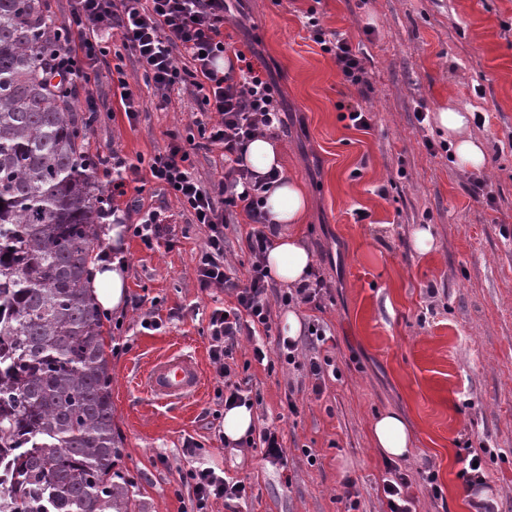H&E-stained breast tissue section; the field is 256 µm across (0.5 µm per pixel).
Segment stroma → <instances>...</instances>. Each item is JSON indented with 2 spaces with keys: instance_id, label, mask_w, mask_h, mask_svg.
<instances>
[{
  "instance_id": "35a3bbf8",
  "label": "stroma",
  "mask_w": 512,
  "mask_h": 512,
  "mask_svg": "<svg viewBox=\"0 0 512 512\" xmlns=\"http://www.w3.org/2000/svg\"><path fill=\"white\" fill-rule=\"evenodd\" d=\"M244 12L224 31L236 43L258 42L274 70L287 109L283 167L310 194L296 230L325 282L320 309L294 310L302 323L319 321L328 340L299 336L292 364L274 354L257 361L241 340L231 378H251L254 426L280 430L287 464L224 446L202 419L218 410L221 382L208 322L235 299L200 290L205 227L173 193L146 183L137 209L123 214L128 294L144 304L104 323L115 469L132 512H182L192 490L178 473L199 464L250 487L237 508L217 501L213 512H346L347 480L358 493L355 512H383L385 459L372 446L371 423L386 410L400 412L414 433L397 465L412 480L416 512H473L463 475L470 453L483 460L495 512H512V0H246ZM311 14L361 53L364 87L346 83L312 41ZM124 70L140 112L127 119L111 74L99 67L88 142L134 164L163 150L170 133L185 132L198 105L190 91L162 103L133 63ZM349 103L371 112L370 129L344 119ZM445 104L477 115L471 128L487 148L480 174L458 168L440 150L432 120L416 118ZM475 176L485 184L480 198L471 191ZM152 210L169 214L173 247L150 250L134 237L132 225ZM426 225L436 247L421 254L412 233ZM151 310L160 329L141 325ZM174 346L199 358L205 385L193 401L163 407L137 377ZM324 356L339 374L319 383L307 364ZM189 437L202 444L200 456L186 454ZM425 470L435 473L439 494L420 479Z\"/></svg>"
}]
</instances>
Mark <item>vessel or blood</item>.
<instances>
[{"label": "vessel or blood", "instance_id": "1", "mask_svg": "<svg viewBox=\"0 0 512 512\" xmlns=\"http://www.w3.org/2000/svg\"><path fill=\"white\" fill-rule=\"evenodd\" d=\"M142 385L155 401L177 405L198 394L203 386V375L195 358L176 349L151 362Z\"/></svg>", "mask_w": 512, "mask_h": 512}]
</instances>
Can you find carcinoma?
<instances>
[{"label": "carcinoma", "mask_w": 512, "mask_h": 512, "mask_svg": "<svg viewBox=\"0 0 512 512\" xmlns=\"http://www.w3.org/2000/svg\"><path fill=\"white\" fill-rule=\"evenodd\" d=\"M42 0H0V512H129L112 471V376L85 274L101 209L77 85Z\"/></svg>", "instance_id": "1"}]
</instances>
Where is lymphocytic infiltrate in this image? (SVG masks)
I'll list each match as a JSON object with an SVG mask.
<instances>
[{"instance_id": "lymphocytic-infiltrate-1", "label": "lymphocytic infiltrate", "mask_w": 512, "mask_h": 512, "mask_svg": "<svg viewBox=\"0 0 512 512\" xmlns=\"http://www.w3.org/2000/svg\"><path fill=\"white\" fill-rule=\"evenodd\" d=\"M224 10V0H72L66 26L71 38L54 56L52 71L68 82H90L107 55L105 39L114 34L162 101L190 87L196 91L199 114L192 131L171 134L148 170L157 185L181 201L193 223L207 230L196 270L199 288L220 286L236 300L233 307L214 308L208 323L210 356L225 379L218 396L230 407L252 401L248 383L229 380L227 360L239 339L253 340L257 361L267 357L265 344L257 340L259 332L272 329L267 295L276 294L286 306L296 302L316 308L324 281L315 271L310 281L281 291L264 263L271 239L263 192L271 179L244 167L243 149L260 131L281 129V103L274 81L244 50H235V63L225 64ZM312 39L333 56L344 81L365 84L363 60L346 37L316 25ZM212 145L224 149V173L205 185L194 174L193 157ZM241 215L253 225L245 238L252 262L243 279L224 262V230ZM386 472L380 488L385 512H413L408 474L392 463ZM178 478L192 489L183 512H208L211 501L219 499L237 504L249 493L244 481L226 479L211 467L194 466Z\"/></svg>"}]
</instances>
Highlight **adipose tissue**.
<instances>
[{
  "instance_id": "ef3b65f1",
  "label": "adipose tissue",
  "mask_w": 512,
  "mask_h": 512,
  "mask_svg": "<svg viewBox=\"0 0 512 512\" xmlns=\"http://www.w3.org/2000/svg\"><path fill=\"white\" fill-rule=\"evenodd\" d=\"M434 121L441 134L447 137L456 163L463 169H479L485 163L482 142L468 132L469 113L445 106L439 108ZM245 164L256 174L264 175L282 167L279 145L264 135H256L247 145ZM309 208L305 188L292 178L281 174L264 193V209L275 222L277 232L266 254L271 275L285 285L303 283L313 265V257L301 238L292 233V226L302 223ZM85 286L99 309L104 312L123 310L127 300L125 267L119 262L91 265ZM372 444L390 457L409 455L413 446L412 434L405 419L398 413L378 414L371 429Z\"/></svg>"
}]
</instances>
